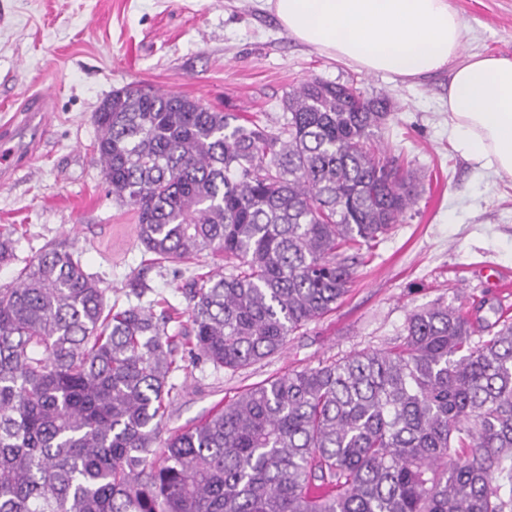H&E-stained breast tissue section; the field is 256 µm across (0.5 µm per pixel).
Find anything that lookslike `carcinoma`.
I'll list each match as a JSON object with an SVG mask.
<instances>
[{
    "label": "carcinoma",
    "mask_w": 512,
    "mask_h": 512,
    "mask_svg": "<svg viewBox=\"0 0 512 512\" xmlns=\"http://www.w3.org/2000/svg\"><path fill=\"white\" fill-rule=\"evenodd\" d=\"M389 116L385 98L318 78L288 92L277 127L112 90L93 153L149 264L209 251L224 265L186 284L183 310L117 308L66 242L0 288V512H512L500 315L478 332L446 304L416 310L389 348L269 377L164 429L175 374L280 353L350 291L345 253L414 205L376 143Z\"/></svg>",
    "instance_id": "cac0c4a2"
}]
</instances>
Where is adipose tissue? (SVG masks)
<instances>
[{"mask_svg":"<svg viewBox=\"0 0 512 512\" xmlns=\"http://www.w3.org/2000/svg\"><path fill=\"white\" fill-rule=\"evenodd\" d=\"M280 25L358 71L419 78L449 69L458 150L512 176V57L462 55L464 21L448 0H265Z\"/></svg>","mask_w":512,"mask_h":512,"instance_id":"ef3b65f1","label":"adipose tissue"}]
</instances>
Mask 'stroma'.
Instances as JSON below:
<instances>
[{
    "mask_svg": "<svg viewBox=\"0 0 512 512\" xmlns=\"http://www.w3.org/2000/svg\"><path fill=\"white\" fill-rule=\"evenodd\" d=\"M449 4L465 23L464 54L512 56V0ZM313 77L389 99L380 145L413 173L417 200L357 266L334 311L260 363L198 367L167 428L269 377L392 346L407 316L431 304L474 319L512 310V177L453 148L448 71L418 80L357 71L290 36L263 0H0V139L15 150L11 165L0 164V234L13 233L17 256L0 265V288L46 243L67 241L118 305L131 304L127 280L138 270L152 298L184 304L185 283L219 260L145 269L131 214L113 202L94 159V112L135 82L273 126L286 93Z\"/></svg>",
    "mask_w": 512,
    "mask_h": 512,
    "instance_id": "stroma-1",
    "label": "stroma"
}]
</instances>
